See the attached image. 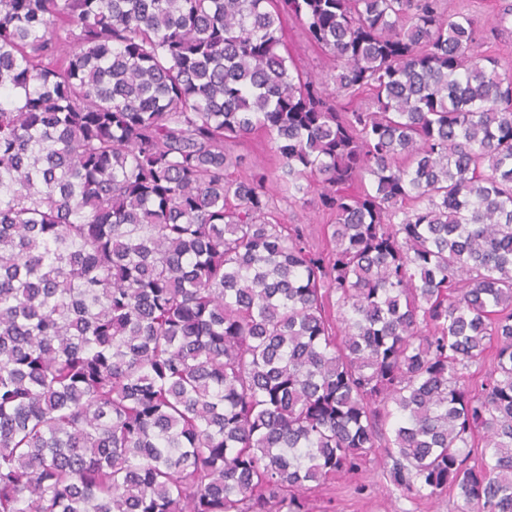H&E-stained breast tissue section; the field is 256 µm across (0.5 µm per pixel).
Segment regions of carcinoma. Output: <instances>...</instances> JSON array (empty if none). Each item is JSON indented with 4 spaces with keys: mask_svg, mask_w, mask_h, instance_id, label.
<instances>
[{
    "mask_svg": "<svg viewBox=\"0 0 512 512\" xmlns=\"http://www.w3.org/2000/svg\"><path fill=\"white\" fill-rule=\"evenodd\" d=\"M494 36L450 0H0V512H306L380 449L406 500L512 512ZM312 192L327 252L272 219ZM286 37L289 55L300 69L311 73L325 83L328 91L334 90L333 72L326 63L323 50L310 42L294 19H288ZM272 144L266 133L255 131L240 141L236 153L245 155L252 161L270 164L274 160Z\"/></svg>",
    "mask_w": 512,
    "mask_h": 512,
    "instance_id": "obj_1",
    "label": "carcinoma"
}]
</instances>
